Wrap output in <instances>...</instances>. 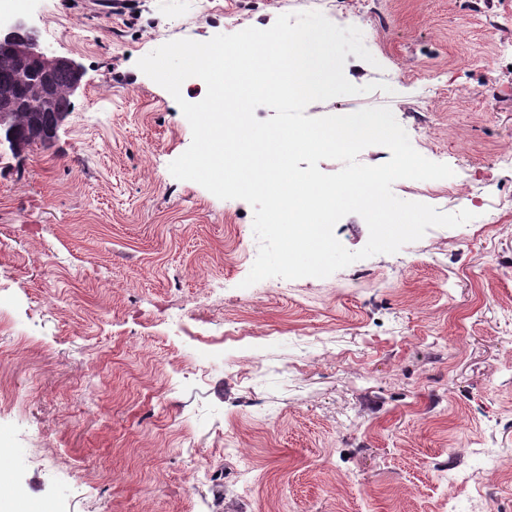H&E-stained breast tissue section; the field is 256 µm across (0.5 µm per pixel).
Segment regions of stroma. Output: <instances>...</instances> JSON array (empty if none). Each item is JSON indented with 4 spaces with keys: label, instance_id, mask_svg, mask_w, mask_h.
<instances>
[{
    "label": "stroma",
    "instance_id": "obj_1",
    "mask_svg": "<svg viewBox=\"0 0 512 512\" xmlns=\"http://www.w3.org/2000/svg\"><path fill=\"white\" fill-rule=\"evenodd\" d=\"M309 8L17 14L83 70L49 143L0 146V468L30 512H512V0H331L371 40L347 79L391 90L307 115L389 107L454 171L395 196L480 206L329 277L246 288L253 209L170 173L191 128L136 63Z\"/></svg>",
    "mask_w": 512,
    "mask_h": 512
}]
</instances>
